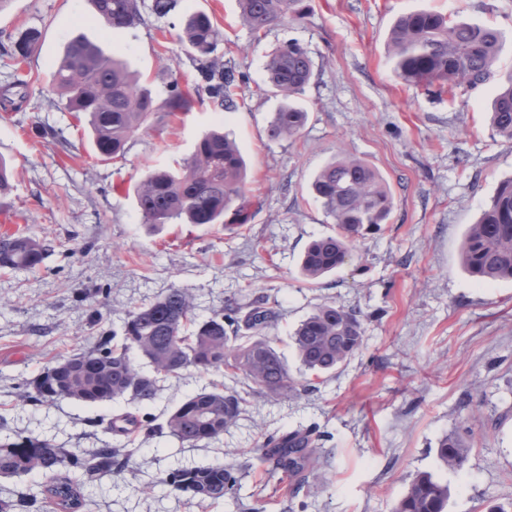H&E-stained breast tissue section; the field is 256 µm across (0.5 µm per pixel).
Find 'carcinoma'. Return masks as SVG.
<instances>
[{"instance_id":"obj_1","label":"carcinoma","mask_w":512,"mask_h":512,"mask_svg":"<svg viewBox=\"0 0 512 512\" xmlns=\"http://www.w3.org/2000/svg\"><path fill=\"white\" fill-rule=\"evenodd\" d=\"M89 2L94 19L114 33L141 23L138 0ZM302 2L239 0L241 18L257 35L287 18H304ZM179 28L181 46L195 62L212 106L218 112L233 111L232 89L237 80L215 55L223 41L222 31L201 11L186 15ZM37 40L38 33L30 31L5 56L18 65ZM388 44L393 71L403 84L432 92L461 85L474 90L495 77L501 35L490 26L420 9L395 20ZM266 71L269 91L283 99L268 125V137L274 141L293 138L307 119L296 98L312 78V59L299 43L289 42L270 55ZM49 83L64 109L84 118L93 146L104 160L124 157L135 135L183 120L193 105L191 94L176 81L169 85L167 96L158 99L124 58L81 35L66 43ZM27 90L28 82L17 81L0 93V108L8 110ZM491 125L499 136L512 140V75L493 100ZM246 183L244 156L217 127L200 138L178 170L154 171L137 184L136 205L145 224H222L229 212L244 224L248 219ZM311 192L336 224V234L313 240L303 254L300 273L316 281L351 259L354 238L388 223L393 195L375 168L352 157H336L323 166L311 183ZM51 248L52 241L30 235L0 240V269H33ZM461 263L478 282L512 280V179L500 185L479 220L468 227ZM275 320L276 311L264 296L231 302L223 311L200 319L190 298L172 288L133 311L122 334H104L94 346L61 358L30 379L28 398L53 403L71 387L70 400L78 405L104 407L125 399L135 411L112 419L109 430L115 436L127 435L128 424L149 434L160 431L145 409L157 399L159 382L190 368L224 370L232 377L241 373L261 394L278 399L299 391L302 383L291 376L266 335ZM363 341L360 315L336 305L318 307L292 336L301 366L317 379L335 372ZM245 403L236 391L217 385L204 388L170 411L167 434L181 446L216 439L238 419ZM466 452L458 435L444 436L436 449L439 461L451 469L462 466ZM262 459L272 472L281 474L295 496L307 483L306 472L314 462L311 435L292 432L271 437L263 446ZM118 466L110 444L84 458L58 447L47 436L7 434L0 438V476L35 473L46 482L15 500H0V512H90L84 476L107 475ZM238 482L235 469L222 462L177 467L165 479L172 489L211 503L232 496ZM448 499V484L425 471L409 483L393 512H446Z\"/></svg>"}]
</instances>
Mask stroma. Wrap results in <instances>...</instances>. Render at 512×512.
<instances>
[{"label":"stroma","instance_id":"stroma-1","mask_svg":"<svg viewBox=\"0 0 512 512\" xmlns=\"http://www.w3.org/2000/svg\"><path fill=\"white\" fill-rule=\"evenodd\" d=\"M305 18L254 35L237 0H178L177 14L203 11L224 31L216 50L244 81L234 111L218 115L206 95L183 123L135 136L124 159L97 158L82 123L48 93L63 47L81 34L126 59L158 98L198 72L171 19L112 34L93 20L89 0H6L0 50L24 32L41 38L19 68L0 66V89L28 82L16 109H0V156L13 165L12 190L0 196V226L23 225L52 240L34 270L0 269V434L49 435L82 454L112 443L128 466L96 480L91 512H392L412 478L429 471L447 482L448 512H487L512 504V281L476 283L461 247L502 181L512 178V141L492 130L498 80L455 95L403 85L393 73L388 33L401 14L435 9L499 29L500 77L512 73V0H307ZM300 43L314 74L300 98L307 121L293 138L273 141L267 126L280 106L266 94V62ZM223 124L249 163L250 218L215 230L144 224L134 189L148 171L176 169L202 134ZM351 156L375 167L394 196L388 224L354 239L352 257L317 282L300 275L301 256L335 224L310 191L331 159ZM178 288L206 318L228 303L268 297L277 312L268 335L294 377L303 370L291 335L317 307L360 311L362 348L307 389L270 399L238 375L190 369L161 381L149 411L170 409L213 385L247 403L218 439L180 447L167 435L114 437L126 400L86 407L30 401L27 380L63 356L121 331L130 313ZM313 434L317 462L290 495L268 474L257 450L268 437ZM459 432L469 451L461 469L441 467L435 448ZM216 461L239 468L235 497L210 504L170 490L181 465Z\"/></svg>","mask_w":512,"mask_h":512}]
</instances>
